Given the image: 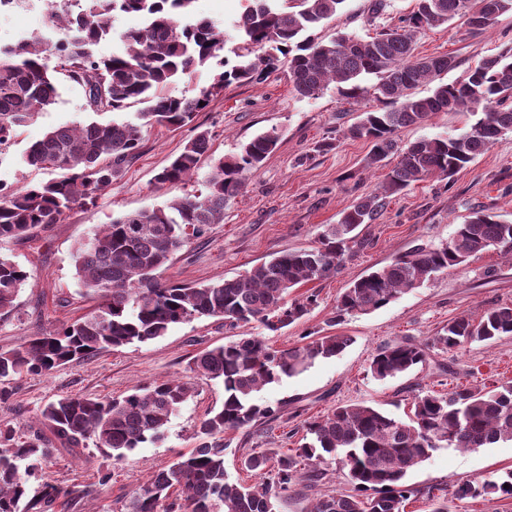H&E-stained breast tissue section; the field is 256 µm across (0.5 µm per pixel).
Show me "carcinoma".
<instances>
[{"mask_svg":"<svg viewBox=\"0 0 512 512\" xmlns=\"http://www.w3.org/2000/svg\"><path fill=\"white\" fill-rule=\"evenodd\" d=\"M77 14L52 5L51 18L63 38L38 37L0 48V149L17 129L55 103L58 80L78 84L97 115L141 106L139 123L91 121L47 132L24 152V162L59 177L6 192L0 186V241L31 238L37 229L58 224L66 211L94 202L116 175L139 154L145 128H182L232 83H260L288 68L295 94L316 99L329 85L345 99L367 94L377 102L342 136L371 144L367 164L392 157L396 162L382 186L360 197L324 225L316 246L282 251L243 275L204 286L162 282L157 273L173 255L224 222V204L243 190L247 173L276 149V130L218 159L206 178L205 195H187L165 205L123 215L76 248L75 270L86 294L98 300L93 312L58 332L29 337L0 351V404L9 402V384L24 374L47 375L68 362L108 348L145 343L165 335L176 323L218 317L235 328L252 321L270 330L290 325L316 304V295L293 300L297 288L344 267L351 233L376 221L388 198L430 177L451 179L475 157L512 133V47L485 57L455 83H436L455 67L449 56L416 58L420 30L465 19L470 34H482L505 13L512 0H416L415 9L367 38L341 34L321 40L310 31L340 10L345 0H253L235 22L234 58L220 56L224 32L202 17L180 24L195 0H82ZM137 13L143 26L119 35L122 47L98 58L92 46L112 34L118 15ZM57 56L50 71L45 52ZM211 70L210 83L193 96L172 97L164 89L174 80ZM372 75L376 83H359ZM435 84L431 93L415 90ZM465 110L475 117L458 136H439L397 145V132L420 125L438 112ZM210 147V134L196 132L155 176V185L184 183L197 174ZM496 250L512 257V220L478 211L457 225L440 245L418 244L387 265L352 282L340 296L331 323L346 315L380 309L432 276L466 265L470 258ZM31 273L0 255V316L16 307ZM512 336V305H497L478 317L461 315L433 338V347L454 352L473 342ZM353 343L346 334L318 336L288 350L270 347L261 336H240L195 356L190 372L219 381L221 406L211 410L196 433L197 444L153 473L122 505L120 512H278L280 494L293 485H314L334 461L351 486L349 493H327L308 512H404L415 490L410 471L440 448L477 450L512 442V381L475 385L446 394L414 396L407 418L365 403L338 405L305 424L303 443L285 452L253 448L242 468L262 478L258 485L229 481L224 467V434L239 432L275 417L276 410L254 402L264 386L305 371L319 358H331ZM429 347L410 341L377 350L370 372L377 380L404 374L426 363ZM189 376L164 377L109 399L61 396L39 409L50 436L22 440L0 428V512H47L67 491L46 483L29 496V480L53 453V442L72 451L92 444L103 456L126 453L163 436L171 415L192 396ZM512 498V471L497 480L468 481L452 497L426 492L429 512H453L450 499L490 495Z\"/></svg>","mask_w":512,"mask_h":512,"instance_id":"obj_1","label":"carcinoma"}]
</instances>
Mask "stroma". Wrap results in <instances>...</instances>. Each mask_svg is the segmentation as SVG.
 I'll return each mask as SVG.
<instances>
[{"label": "stroma", "instance_id": "stroma-1", "mask_svg": "<svg viewBox=\"0 0 512 512\" xmlns=\"http://www.w3.org/2000/svg\"><path fill=\"white\" fill-rule=\"evenodd\" d=\"M372 0H344L336 17L316 29V37L339 33L367 36ZM249 0H197L199 14L219 23L226 47H234L233 25L249 7ZM50 0H21L16 12L0 14V47L24 37L56 39ZM512 47V14L499 17L486 33L472 35L463 19L422 30L415 56L448 55L455 68L442 82L462 80L482 57ZM372 99L358 102L328 88L315 99L296 97L286 70L261 83L231 84L195 122L211 134L210 149L190 181L156 188L155 175L177 155L191 135L190 128H154L144 131L138 157L123 168L94 203L73 207L61 223L38 231L35 237L0 242V254L25 267L32 279L19 294L10 316L0 317V350L17 347L37 332L58 331L96 306L84 296L75 275L74 248L113 217L163 205L170 199L200 194L215 159L236 153L241 144L270 129L277 130V149L257 170L248 174L243 192L224 206L223 223L177 252L163 272V280L208 284L246 273L285 251L315 246L324 225L337 223L342 210L380 186L387 167L366 163L370 146L362 140L337 139L324 147L334 131L346 130ZM96 115L86 108L81 86L65 82L56 104L26 126L17 141L0 153V185L20 188L50 180L46 171L25 164L23 153L53 128L87 123ZM471 122L461 112H440L420 126L399 131L407 144L421 139L457 135ZM478 209L512 220V134H506L477 156L450 181L428 178L391 197L383 215L361 225L344 268L335 275L306 284L317 303L300 320L272 332L257 321L231 329L222 319L202 317L175 324L165 336L135 343L63 365L48 375H22L9 403L0 404V425L25 438L38 430V409L65 395L115 397L134 386L167 376L189 374V364L200 352L222 345L234 336L265 338L278 350L306 343L308 337L332 332L352 336L353 344L338 356L317 360L303 373L282 378L257 394L259 403L277 408L274 420L246 431L226 435L225 469L230 480L253 484L255 476L241 467L253 448H295L306 421L323 416L340 403H374L404 415L418 392L446 393L476 384L512 380V336L492 344L474 343L455 352L431 348L428 360L414 372L384 381L373 378L369 364L382 346L412 340L429 345L448 322L468 314L512 304V260L496 251L472 257L461 270L438 274L421 287L400 295L385 307L345 317L329 326L336 300L349 283L388 264L395 256L420 243L449 240L457 224ZM224 399L222 383L198 376L194 393L171 416L164 436L120 461L89 447L80 453L61 449L29 481L31 490L51 482L68 489L51 512H120L125 499L152 473L168 466L196 445L195 431L211 409ZM111 479L99 485L101 472ZM325 478L317 485L299 483L285 496L280 512H305L310 502L329 492H345L349 484L336 463L325 464ZM512 470V443L475 451L444 448L411 471L407 483L416 492L405 512H428L425 491L432 487L453 493L466 481L504 475Z\"/></svg>", "mask_w": 512, "mask_h": 512}]
</instances>
